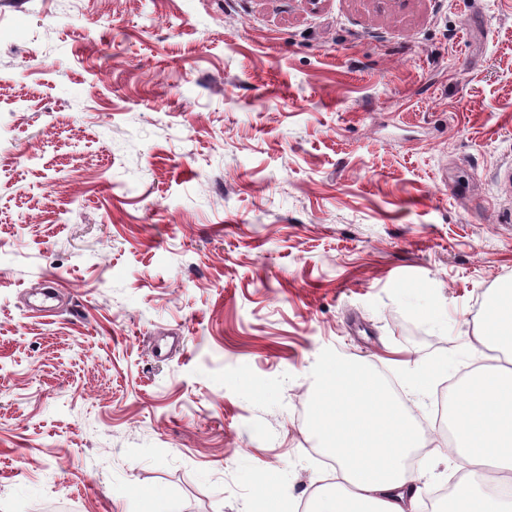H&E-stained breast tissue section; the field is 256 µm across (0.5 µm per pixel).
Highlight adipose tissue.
Segmentation results:
<instances>
[{
	"label": "adipose tissue",
	"mask_w": 512,
	"mask_h": 512,
	"mask_svg": "<svg viewBox=\"0 0 512 512\" xmlns=\"http://www.w3.org/2000/svg\"><path fill=\"white\" fill-rule=\"evenodd\" d=\"M472 347L512 360V285L486 306ZM450 421V453L461 477L447 512H512V497L499 491L502 471H512V369L478 368L460 390ZM311 429L339 474L335 485L315 492L312 512H403L392 493L413 481L409 460L425 437L378 373L358 360L326 363Z\"/></svg>",
	"instance_id": "ef3b65f1"
}]
</instances>
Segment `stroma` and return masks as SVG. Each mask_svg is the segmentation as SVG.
Returning <instances> with one entry per match:
<instances>
[{
	"instance_id": "1",
	"label": "stroma",
	"mask_w": 512,
	"mask_h": 512,
	"mask_svg": "<svg viewBox=\"0 0 512 512\" xmlns=\"http://www.w3.org/2000/svg\"><path fill=\"white\" fill-rule=\"evenodd\" d=\"M0 512H308L322 365L446 461L512 283V0H0ZM63 298L31 312L46 278ZM472 347L483 353V349H494L512 360V284L499 289L486 306L476 329Z\"/></svg>"
}]
</instances>
